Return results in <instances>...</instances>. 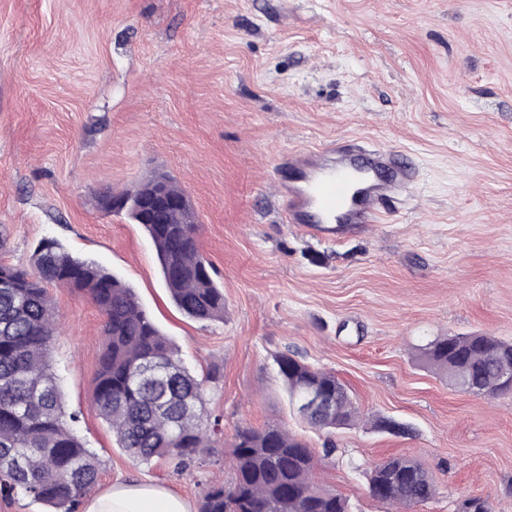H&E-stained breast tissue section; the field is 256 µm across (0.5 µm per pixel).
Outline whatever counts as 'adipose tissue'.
I'll return each mask as SVG.
<instances>
[{
    "mask_svg": "<svg viewBox=\"0 0 512 512\" xmlns=\"http://www.w3.org/2000/svg\"><path fill=\"white\" fill-rule=\"evenodd\" d=\"M84 512H192L190 504L164 487L125 483L89 496Z\"/></svg>",
    "mask_w": 512,
    "mask_h": 512,
    "instance_id": "ef3b65f1",
    "label": "adipose tissue"
}]
</instances>
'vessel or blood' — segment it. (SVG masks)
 I'll list each match as a JSON object with an SVG mask.
<instances>
[{"mask_svg": "<svg viewBox=\"0 0 512 512\" xmlns=\"http://www.w3.org/2000/svg\"><path fill=\"white\" fill-rule=\"evenodd\" d=\"M276 173L286 222L319 238L377 223L384 203L415 184L412 167L390 151L351 141L288 151L278 156Z\"/></svg>", "mask_w": 512, "mask_h": 512, "instance_id": "obj_1", "label": "vessel or blood"}]
</instances>
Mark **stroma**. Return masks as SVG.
<instances>
[{
	"instance_id": "stroma-1",
	"label": "stroma",
	"mask_w": 512,
	"mask_h": 512,
	"mask_svg": "<svg viewBox=\"0 0 512 512\" xmlns=\"http://www.w3.org/2000/svg\"><path fill=\"white\" fill-rule=\"evenodd\" d=\"M344 139L404 151L418 180L375 229L318 239L284 222L274 160ZM157 175L196 214L223 320L180 313L148 235L100 208ZM0 236L3 264L54 238L107 268L206 382L207 456L134 464L91 404L104 316L50 287L98 489L147 479L198 506L232 477L237 426L278 424L351 512H388L365 472L393 455L439 486L421 512L471 497L512 512V394L465 395L421 357L437 336L512 342V0H0ZM287 351L344 381L366 423L302 422L274 365Z\"/></svg>"
}]
</instances>
